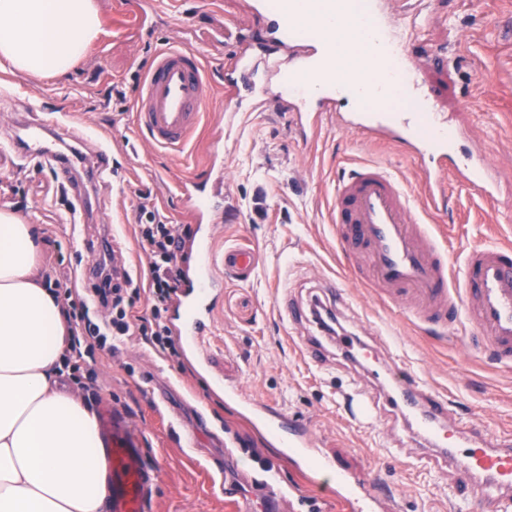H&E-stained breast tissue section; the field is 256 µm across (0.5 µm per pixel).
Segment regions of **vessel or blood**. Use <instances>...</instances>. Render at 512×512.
<instances>
[{
	"instance_id": "b4317fda",
	"label": "vessel or blood",
	"mask_w": 512,
	"mask_h": 512,
	"mask_svg": "<svg viewBox=\"0 0 512 512\" xmlns=\"http://www.w3.org/2000/svg\"><path fill=\"white\" fill-rule=\"evenodd\" d=\"M425 6V0H360L356 9L341 8L340 0H283L277 6L272 0H253L251 17L263 41H236L224 71V90L234 99L240 82L261 78L252 110L287 102L290 122L305 142L316 138L328 121L339 131L402 146L417 163L420 194L407 190L381 163L353 169L334 188L329 221L336 228L346 268L357 274L354 260L363 257L372 282L413 313L425 330L441 334L463 326L486 341L495 364L511 368L512 243L473 246L458 262L430 220L446 204L449 178L490 200L497 197L501 178L487 148L458 154L465 131L437 111L432 89L418 79L410 38L400 35L398 26L408 22L420 27ZM339 27L359 31L362 47L373 52L371 62L348 69L337 65L334 32ZM389 84L403 86L416 111H385ZM206 87L207 72L198 53L180 46L158 51L135 110V124L145 140L160 148H181L201 123ZM56 122L51 111L26 120L25 138L1 146L0 161L50 168L72 194L70 223L82 224L90 201L80 185L111 178L112 148L105 145L90 155L75 145L60 149ZM178 191L189 202V219L201 234L194 262L184 266L170 323L188 360L204 370L209 362L206 339L215 325L224 284L250 282L258 255L246 244L216 246L213 228L224 193L219 158L180 183ZM278 310L293 328L309 320L307 308L292 298L281 297ZM300 348L306 360L319 364L328 353V340L307 336ZM365 357L372 386L348 394L351 419L373 422L379 392L390 391L397 415L421 442L427 462L450 470L467 512H512V436L487 438L478 425L450 418L447 396L407 367L380 364L373 349ZM213 385L226 401L238 404L255 427L272 434L298 471L310 472L318 512H392V501L373 479L338 469L307 426L278 407L244 398L238 386L218 379ZM101 420L110 448L114 512H147L153 477L142 451L111 405H103ZM248 475L259 492L286 503L289 512H304L306 496L285 483L274 466L259 465Z\"/></svg>"
}]
</instances>
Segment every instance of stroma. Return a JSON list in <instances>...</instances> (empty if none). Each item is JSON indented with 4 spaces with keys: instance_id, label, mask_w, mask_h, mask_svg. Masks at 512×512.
<instances>
[{
    "instance_id": "1",
    "label": "stroma",
    "mask_w": 512,
    "mask_h": 512,
    "mask_svg": "<svg viewBox=\"0 0 512 512\" xmlns=\"http://www.w3.org/2000/svg\"><path fill=\"white\" fill-rule=\"evenodd\" d=\"M166 0L142 23L130 0H97L102 32L67 74L33 83L0 73V141L24 137V112H58L62 137L83 138L85 150L98 139L139 141L134 112L154 53L178 43L198 51L208 88L200 127L179 150L143 145L116 155L112 180L94 187L100 207L82 233L98 239L104 226H119V243L138 283L147 280L135 212L137 192H151L154 207L171 224L187 215L178 184L200 173L209 150L224 162V216L217 241L254 244L261 255L251 283L229 284L223 310L209 338L212 364L245 395L279 406L310 429L318 444L346 470L373 473L394 500L396 512H463L452 476L444 467L409 464L413 437L389 413L373 425L352 422L344 399L364 376L335 355L321 366L301 356L297 331L277 308L281 293L308 301L340 280L345 262L336 249L327 203L334 174L352 164L377 161L394 169L418 191L415 166L396 145L364 143L325 124L316 142L304 144L281 110L240 112L224 93V64L231 46L225 28L246 32L245 0ZM427 48L441 51V63L423 75L439 108L455 126L491 146V160L506 168L497 200L449 183L448 201L436 214L445 225L454 256L490 238L512 242V0H435L426 28ZM124 92L123 100L109 90ZM224 137L213 141L216 124ZM0 187L15 188L21 216L47 230L41 271L71 274L73 289L86 296L81 269L91 261L66 222L70 196L48 169L0 167ZM340 326L378 344L382 359L398 356L425 382L445 393L453 412L481 424L489 436L512 432V369L493 366L465 331L437 336L420 329L405 310L371 283L343 289L336 301ZM96 399L108 401L136 426L141 449L156 481L150 512H231L220 482L235 480L239 468L276 465L284 480L306 479L255 435L236 408L212 391L208 374L184 357L154 349L142 337L127 336L116 349L95 352Z\"/></svg>"
}]
</instances>
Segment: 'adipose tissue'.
<instances>
[{
  "label": "adipose tissue",
  "instance_id": "ef3b65f1",
  "mask_svg": "<svg viewBox=\"0 0 512 512\" xmlns=\"http://www.w3.org/2000/svg\"><path fill=\"white\" fill-rule=\"evenodd\" d=\"M95 0H0V71H70L101 31ZM34 225L0 211V512H104L108 464L96 414L57 383L68 346L38 272Z\"/></svg>",
  "mask_w": 512,
  "mask_h": 512
}]
</instances>
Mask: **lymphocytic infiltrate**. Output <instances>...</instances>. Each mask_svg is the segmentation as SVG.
Listing matches in <instances>:
<instances>
[{"instance_id": "lymphocytic-infiltrate-1", "label": "lymphocytic infiltrate", "mask_w": 512, "mask_h": 512, "mask_svg": "<svg viewBox=\"0 0 512 512\" xmlns=\"http://www.w3.org/2000/svg\"><path fill=\"white\" fill-rule=\"evenodd\" d=\"M138 197L137 223L141 248L148 259V288L152 296L149 315L135 319L129 316L126 306L139 289L130 276L124 286H117L118 271L111 264H96L98 283L93 296L88 298L74 299L67 276L45 279L69 324L71 345L64 368L79 383L93 380L95 372L90 360L94 347L106 344L109 337L140 336L156 349L175 348L167 312L181 283L183 252L190 229L184 224L165 223L151 203L150 192L139 191ZM95 307L109 311V319L92 322L90 311Z\"/></svg>"}]
</instances>
